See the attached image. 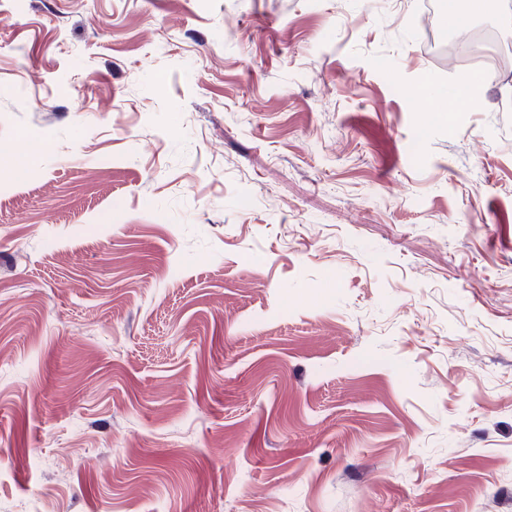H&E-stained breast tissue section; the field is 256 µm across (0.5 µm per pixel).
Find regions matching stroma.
I'll return each instance as SVG.
<instances>
[{"mask_svg": "<svg viewBox=\"0 0 512 512\" xmlns=\"http://www.w3.org/2000/svg\"><path fill=\"white\" fill-rule=\"evenodd\" d=\"M423 0H0V512H512V66ZM489 74V69H480L474 71L473 73H468L461 81L456 84L449 85L448 88H445L441 83L431 84L429 87L431 92L440 101H444L448 95H452L455 98H463L465 97V94L469 93L472 86V81L474 79H487ZM466 81L468 82L466 83Z\"/></svg>", "mask_w": 512, "mask_h": 512, "instance_id": "stroma-1", "label": "stroma"}]
</instances>
